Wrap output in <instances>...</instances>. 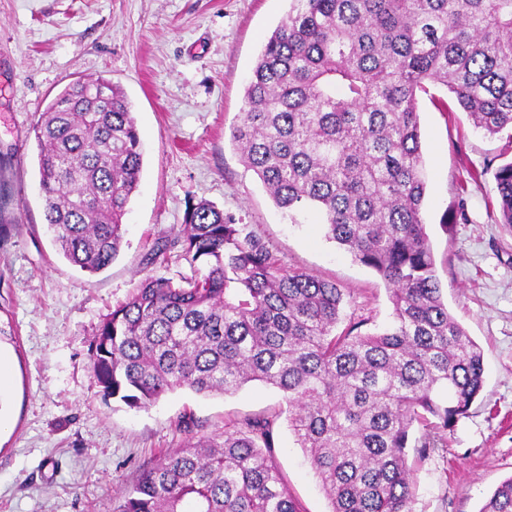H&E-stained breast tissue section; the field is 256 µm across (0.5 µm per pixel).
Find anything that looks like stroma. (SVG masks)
<instances>
[{
	"label": "stroma",
	"instance_id": "obj_1",
	"mask_svg": "<svg viewBox=\"0 0 512 512\" xmlns=\"http://www.w3.org/2000/svg\"><path fill=\"white\" fill-rule=\"evenodd\" d=\"M287 10L288 0H0V351L12 365L0 394V512H113L144 468L181 446L179 419L210 435L282 405L277 390L252 382L224 396L179 389L131 409L96 384L88 344L105 316L142 278L185 271L147 257L180 229L188 203H215L284 268L346 288L344 322L390 324L384 281L327 241L316 214L291 223L230 140L246 80ZM97 78L128 96L144 157L123 246L92 275L47 230L33 126L65 86ZM447 97L435 86L417 95L425 218L444 299L482 348L486 382L446 447L425 458L409 449L413 512H479L512 476V235L496 222L491 175L512 159V138L477 132L461 109L439 110L435 99ZM274 456L304 512H329L283 419Z\"/></svg>",
	"mask_w": 512,
	"mask_h": 512
}]
</instances>
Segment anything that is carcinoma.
<instances>
[{
    "instance_id": "carcinoma-1",
    "label": "carcinoma",
    "mask_w": 512,
    "mask_h": 512,
    "mask_svg": "<svg viewBox=\"0 0 512 512\" xmlns=\"http://www.w3.org/2000/svg\"><path fill=\"white\" fill-rule=\"evenodd\" d=\"M231 130L274 204L315 211L328 241L386 283L391 326L337 332L350 292L284 269L249 224L188 205L148 276L89 343L105 398L132 409L187 388L278 389L330 512H412L407 448L443 444L484 387L483 351L448 310L423 206L416 95L446 88L475 128L512 130V0H288ZM44 217L63 257L96 274L119 254L143 166L131 103L105 79L66 86L33 126ZM512 231V161L494 172ZM277 416L198 436L144 469L115 512H303L275 460ZM480 512H512V477Z\"/></svg>"
}]
</instances>
